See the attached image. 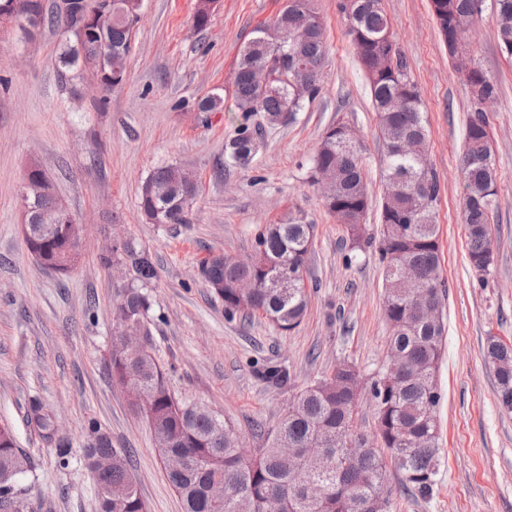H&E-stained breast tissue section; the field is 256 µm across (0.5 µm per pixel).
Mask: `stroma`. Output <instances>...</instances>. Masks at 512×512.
<instances>
[{
	"label": "stroma",
	"mask_w": 512,
	"mask_h": 512,
	"mask_svg": "<svg viewBox=\"0 0 512 512\" xmlns=\"http://www.w3.org/2000/svg\"><path fill=\"white\" fill-rule=\"evenodd\" d=\"M284 0H218L207 28L196 29L197 0H143L122 86L101 90L89 73L61 79L57 54L65 36L39 27L30 36L0 32V425H8L30 459L16 479L34 512H98V489L84 459L89 423L130 451L148 512H182L149 427L112 384L108 362L112 305L131 283L100 257L115 233L150 252L158 277L149 285V328L171 390L230 420L245 448L262 447L259 430L283 418L295 391L331 374L339 362L373 376L387 360L382 145L369 89L338 0H316L327 57L321 96L296 120L251 126L259 138L248 167L224 162V144L239 124L232 74L253 29ZM429 121V160L445 187L440 226L441 275L448 287L446 337L437 372L440 464L432 493L409 496L391 476L389 512H512V413L498 403L488 337L512 346V59L485 11L473 25L475 63L496 83L488 112L500 178L492 216L494 264L479 279L467 259L460 159L469 89L454 69L429 0H383ZM217 94L207 114L188 101ZM342 122L357 133L372 205L365 218L371 244L352 248L345 225L323 205L308 161L323 133ZM46 171L62 203L84 229L83 259L63 276L38 266L23 232L20 188L31 164ZM191 170L198 196L186 224H148L139 187L155 168ZM296 217L313 225L308 308L283 332L257 315L224 312L197 269L208 252L245 259L259 229ZM285 365L291 384L260 380L264 365ZM56 414L71 443L68 465L25 419L29 396Z\"/></svg>",
	"instance_id": "35a3bbf8"
}]
</instances>
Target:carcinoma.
<instances>
[{
	"label": "carcinoma",
	"instance_id": "cac0c4a2",
	"mask_svg": "<svg viewBox=\"0 0 512 512\" xmlns=\"http://www.w3.org/2000/svg\"><path fill=\"white\" fill-rule=\"evenodd\" d=\"M140 0H112V22L78 41L71 37L59 48L61 73L110 69L117 79L108 89L120 86L126 77L134 25L138 22ZM436 26L449 55H454L456 27L473 23L486 6V0H430ZM496 36L500 47L512 51V0H491ZM347 33L364 71L376 114L383 146L385 181L396 179L402 191L391 207H381L384 245L380 248L385 268V317L390 325L389 351L408 364L390 382L378 373L368 382L373 402L378 441L364 454L352 456L347 440L356 434L350 393L362 377L349 363L336 366L333 374L294 396L276 432L253 456H245L236 446L237 431L224 416L208 406L175 397L165 371L155 357L147 326L152 301L145 292L157 278V269L146 249L128 240L111 262L129 263L137 284L128 287L112 307L115 330L130 315L143 329L144 348L130 351L112 338L110 373L112 382H131L147 395L144 408L132 407L152 433L168 445L167 451L183 459L178 471L166 472L177 493L183 512H262L271 498L282 512H388L385 487L387 466L403 478L407 490L427 497L438 472L439 429L437 409L441 395L434 377L438 371L445 337V322H434L417 313L402 289L396 286L393 268L401 261L411 264L419 282L445 301L447 286L440 273L436 224L442 197L437 171L428 160V128L420 94L408 70V62L398 48L382 0H339ZM306 26V41L296 46L292 33ZM326 43L322 20L314 0H286L277 15L254 29L243 46L235 67L234 111L242 122L224 146V155L236 166L246 167L257 152V139L249 121L256 112L264 114L267 125L292 120L313 103L322 91ZM466 85L470 92V115L461 158L463 174V215L469 262L474 264L492 253L490 217L496 208L498 167L488 136L487 113L478 109L479 98L496 97V84L477 66H472ZM222 100L208 95L192 103L199 112H217ZM403 136L415 139V153L403 154L397 142ZM331 171L337 180L338 195L324 200L327 211L347 226L352 240L363 238L364 217L370 196L359 143L336 138V125L329 126L315 149L310 163V180ZM195 198L184 200L178 171L168 165L154 169L142 181L139 208L149 224H187ZM313 224L288 218L284 224H267L256 237L254 253L245 261L228 259L224 265L200 263L209 282L222 283L210 288L224 304V313L245 318L262 314L276 329L288 332L303 321L307 308L304 272L313 246ZM25 241L36 263L67 275L81 259L70 227L60 224L49 230L41 224L24 225ZM291 276L287 287L277 286L281 271ZM253 279L258 288L250 297L238 293L235 285ZM485 358L496 370L498 400L512 411V348L495 337L487 339ZM258 375L268 384L281 388L288 384V369L266 365ZM27 421L42 440L54 448L60 465L68 464L71 445L54 430L52 411L39 398L29 400ZM315 440L324 445L325 466L317 472L305 470L303 459L288 460V452L304 449ZM109 451L115 452L112 471L95 476L97 486L112 485V496L98 498L99 512H147L137 480L128 465L129 451L116 448L112 438L101 439L84 448L87 465ZM390 457L385 462L384 456ZM28 459L11 428L0 427V512H25L15 490V478L26 469ZM323 489L312 499L309 485Z\"/></svg>",
	"mask_w": 512,
	"mask_h": 512
}]
</instances>
